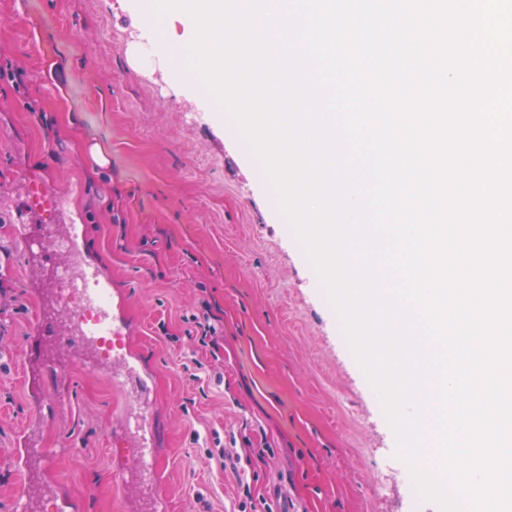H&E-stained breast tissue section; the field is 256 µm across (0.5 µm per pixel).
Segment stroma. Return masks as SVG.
Returning <instances> with one entry per match:
<instances>
[{
    "mask_svg": "<svg viewBox=\"0 0 512 512\" xmlns=\"http://www.w3.org/2000/svg\"><path fill=\"white\" fill-rule=\"evenodd\" d=\"M66 212L151 369L167 512H239L223 456L257 448L252 495L273 512H439L408 484L382 483L395 434L260 162L141 40L125 0H0V512H15L23 431L56 486L37 512L129 501L113 481L134 460L114 457L122 396L108 376L64 347L52 359L69 372L41 394L50 419L28 390L41 302L12 225L45 239ZM206 305L223 330L214 345L191 334Z\"/></svg>",
    "mask_w": 512,
    "mask_h": 512,
    "instance_id": "1",
    "label": "stroma"
}]
</instances>
